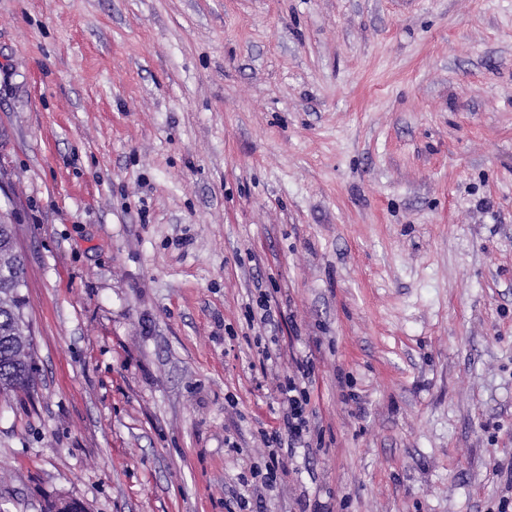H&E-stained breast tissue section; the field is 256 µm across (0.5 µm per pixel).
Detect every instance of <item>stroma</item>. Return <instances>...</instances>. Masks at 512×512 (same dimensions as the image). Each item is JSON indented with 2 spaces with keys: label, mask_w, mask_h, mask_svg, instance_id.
I'll return each instance as SVG.
<instances>
[{
  "label": "stroma",
  "mask_w": 512,
  "mask_h": 512,
  "mask_svg": "<svg viewBox=\"0 0 512 512\" xmlns=\"http://www.w3.org/2000/svg\"><path fill=\"white\" fill-rule=\"evenodd\" d=\"M0 221L9 512H226L308 354L249 512L512 501V0H0ZM258 296L256 298V305L259 311L256 313L253 311L252 307V314H250V320H249V327L251 329H255V323L258 327V330H266L268 327L271 329L272 327L275 328V314L276 311L272 307V300L271 297L265 293V291L258 290ZM15 329L7 311L0 310V395L7 396L11 392L26 391L22 385V377L8 361L9 348L7 336H15ZM28 392V391H26ZM294 367L278 385L282 425L263 432L261 440L265 448L264 468L254 465L250 468L251 490L258 498L270 491L277 483L283 467L285 454L291 455L293 448L312 446V431L309 421L310 393L316 382L315 365L310 357H292ZM286 445V446H285Z\"/></svg>",
  "instance_id": "35a3bbf8"
}]
</instances>
